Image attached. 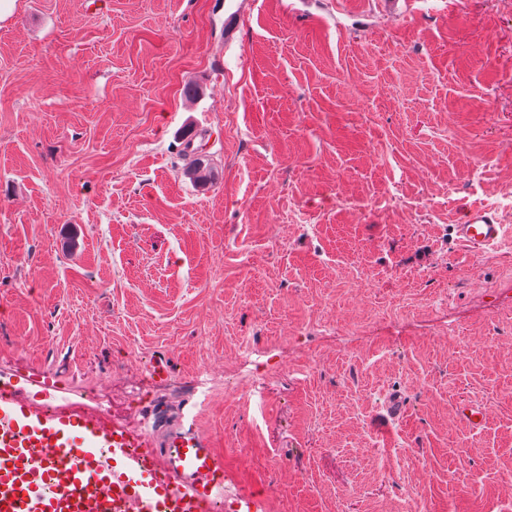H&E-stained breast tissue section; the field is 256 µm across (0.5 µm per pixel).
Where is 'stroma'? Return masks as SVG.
<instances>
[{
    "label": "stroma",
    "mask_w": 512,
    "mask_h": 512,
    "mask_svg": "<svg viewBox=\"0 0 512 512\" xmlns=\"http://www.w3.org/2000/svg\"><path fill=\"white\" fill-rule=\"evenodd\" d=\"M473 204L512 226V0H17L0 22V376L206 436L225 507L512 502V233L462 247Z\"/></svg>",
    "instance_id": "1"
}]
</instances>
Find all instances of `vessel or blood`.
<instances>
[{
    "label": "vessel or blood",
    "mask_w": 512,
    "mask_h": 512,
    "mask_svg": "<svg viewBox=\"0 0 512 512\" xmlns=\"http://www.w3.org/2000/svg\"><path fill=\"white\" fill-rule=\"evenodd\" d=\"M454 232L483 249L499 244L506 226L475 206ZM30 382L43 403L0 385V512H214L224 465L206 437L175 431L155 451L149 435L52 407L50 377Z\"/></svg>",
    "instance_id": "1"
}]
</instances>
